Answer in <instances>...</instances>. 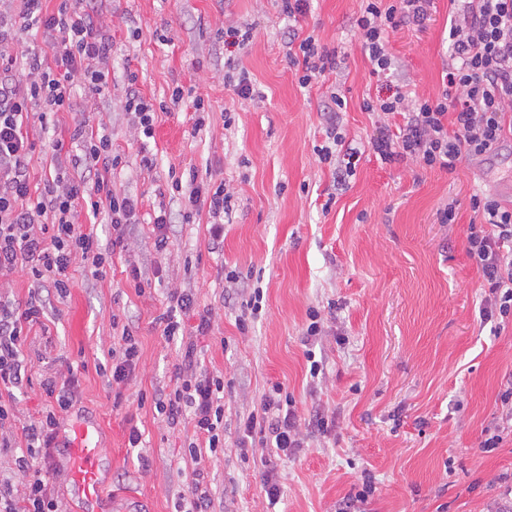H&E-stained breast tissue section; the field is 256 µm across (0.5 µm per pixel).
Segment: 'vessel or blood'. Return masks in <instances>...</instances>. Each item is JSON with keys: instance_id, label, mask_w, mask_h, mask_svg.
Returning <instances> with one entry per match:
<instances>
[{"instance_id": "1", "label": "vessel or blood", "mask_w": 512, "mask_h": 512, "mask_svg": "<svg viewBox=\"0 0 512 512\" xmlns=\"http://www.w3.org/2000/svg\"><path fill=\"white\" fill-rule=\"evenodd\" d=\"M68 445L71 477L78 496L87 504H94L100 496V450L94 436L95 427L79 424Z\"/></svg>"}]
</instances>
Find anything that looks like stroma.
Listing matches in <instances>:
<instances>
[{
	"label": "stroma",
	"instance_id": "obj_1",
	"mask_svg": "<svg viewBox=\"0 0 512 512\" xmlns=\"http://www.w3.org/2000/svg\"><path fill=\"white\" fill-rule=\"evenodd\" d=\"M108 38L111 81L90 97L73 87L76 109L62 112L52 130L31 118L34 141L67 137L74 123L110 135L122 157L113 187L138 199L128 225V251L114 254L105 279L75 269L65 295L27 271L0 275V292L25 303L38 291L44 315L23 346L29 380L13 392L14 416L0 435V467L14 464L24 430L47 402L41 384L68 365L79 368L71 406L59 412L54 464L47 477L61 512H84L66 459L72 425L99 428L103 461L97 512H175L194 470L212 488L214 512H336L354 493L363 472L376 478L374 512H488L503 494L493 483L512 474V441L485 451L483 430L498 415L500 392L512 377V322L504 329L482 322L484 287L467 253L479 191L512 205V138L455 171L407 161L386 165L364 152L347 186L314 148L323 141L330 92L348 101L340 115L347 139L368 143L387 122L362 108L366 98L401 87L435 95L448 63V0H433L422 26L390 31L394 61L384 77L372 75L354 21L360 0H310L298 28L321 45L347 55L348 67L318 86L302 87L288 64L289 21L276 0H94ZM250 25L240 54L259 100L234 96L224 83V29ZM153 102L181 85L209 108L195 130L191 105L159 113L153 138L135 133L124 109L129 72ZM235 123L224 126L225 109ZM152 154L144 166L143 154ZM197 170L224 182L235 209L224 241L213 245L209 217L172 226L166 251L157 252L150 217L178 211L169 171ZM454 205L456 221L439 212ZM150 286L137 294L131 268ZM240 275L229 287L225 273ZM258 277L262 309L246 307L251 277ZM191 292L195 311L183 333L165 340L156 321L172 290ZM318 310L323 334L315 352L323 362L310 377L303 333L309 310ZM211 311L207 333L199 314ZM134 337L139 360L113 407L112 385L97 365L122 332ZM199 368L224 378V444L211 450L194 442L193 423L169 428L154 408L157 393L174 385L186 347ZM294 400L304 422V443L291 457L240 447V426L259 409L272 383ZM329 420L311 426L313 411ZM138 427L142 449L128 447ZM275 468L282 496L269 506L262 474Z\"/></svg>",
	"mask_w": 512,
	"mask_h": 512
}]
</instances>
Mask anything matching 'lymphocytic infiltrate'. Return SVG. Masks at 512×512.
<instances>
[{
    "label": "lymphocytic infiltrate",
    "mask_w": 512,
    "mask_h": 512,
    "mask_svg": "<svg viewBox=\"0 0 512 512\" xmlns=\"http://www.w3.org/2000/svg\"><path fill=\"white\" fill-rule=\"evenodd\" d=\"M453 17L448 32V67L443 87L436 97L410 96L403 89L379 100H366L365 110L394 118L395 128L384 130L368 143L384 163L405 160L431 169L453 171L465 157L494 151L512 134V0H449ZM431 0H361L355 20L364 51L373 65L372 72L387 74L392 59L386 47L388 30L421 26L428 18ZM21 22L0 14V273L27 268L34 279L48 281L59 293H66L71 270L90 265L92 275L102 279L103 247L93 231L84 228L80 214L105 216L114 232L111 247L126 251V226L138 202L117 192L111 174L121 162L104 137L75 125L69 139L81 141L85 157L93 164V183L61 176L33 188L29 157L35 149L27 123L37 116L42 126L53 123L61 112L73 111L74 80H82L89 92L106 89L110 68V45L100 33V20L91 0H62L57 11L45 9L44 0H21ZM36 26L50 32V56L12 51L19 40L20 27ZM224 43L234 52L224 62L227 83L244 100L254 95L252 82L237 67V51L249 44V33L230 26ZM288 63L301 86L324 84L327 78L347 66L346 56L318 45L313 37L300 36L297 28L287 33ZM27 70L29 81L19 87L17 69ZM345 99L330 93L325 106L329 117L327 142L317 147L320 162H331L336 152L346 157L344 166L335 168L337 181H345L355 168L358 149L346 146L339 131L338 114ZM66 139V140H69ZM66 140L55 138L48 146L55 157H62ZM172 188L178 194L183 223H192L200 209L211 218L212 241L224 238V219L231 214L232 196L223 186L199 180L197 172L175 177ZM472 208L481 213L484 226L472 230L468 253L474 260L486 288L485 319L512 318V207L502 205L490 193L473 195ZM42 313V302L31 297L24 306H13L0 295V385L22 387L27 369L22 346L28 331ZM184 369L174 388L158 400L157 409L169 426L191 417L197 436L209 447H218V427L224 421L220 376L196 371L194 351L186 349ZM77 383L75 374L64 380H44L42 389L52 400L53 409L31 422L25 430L27 449L54 446L58 419L56 412L71 405ZM276 383L261 401L258 412L243 424V436L257 440L260 447L288 455L302 447L301 419L293 402ZM15 463L24 476L14 485L8 474H0V512H59L58 502L48 487L41 468L25 457Z\"/></svg>",
    "instance_id": "lymphocytic-infiltrate-1"
}]
</instances>
